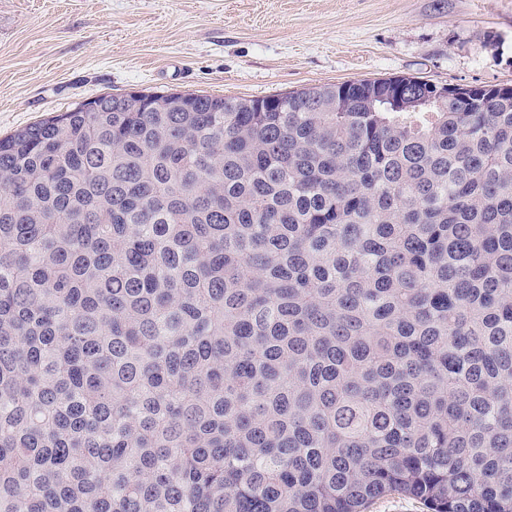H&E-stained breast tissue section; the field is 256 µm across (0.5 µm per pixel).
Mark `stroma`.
Returning <instances> with one entry per match:
<instances>
[{"label": "stroma", "instance_id": "obj_1", "mask_svg": "<svg viewBox=\"0 0 512 512\" xmlns=\"http://www.w3.org/2000/svg\"><path fill=\"white\" fill-rule=\"evenodd\" d=\"M512 85V0H0V137L102 94Z\"/></svg>", "mask_w": 512, "mask_h": 512}]
</instances>
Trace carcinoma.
<instances>
[{"instance_id": "carcinoma-1", "label": "carcinoma", "mask_w": 512, "mask_h": 512, "mask_svg": "<svg viewBox=\"0 0 512 512\" xmlns=\"http://www.w3.org/2000/svg\"><path fill=\"white\" fill-rule=\"evenodd\" d=\"M390 83L0 139V512H512V93ZM368 512H427L426 506L419 500L398 492H390L372 501Z\"/></svg>"}]
</instances>
